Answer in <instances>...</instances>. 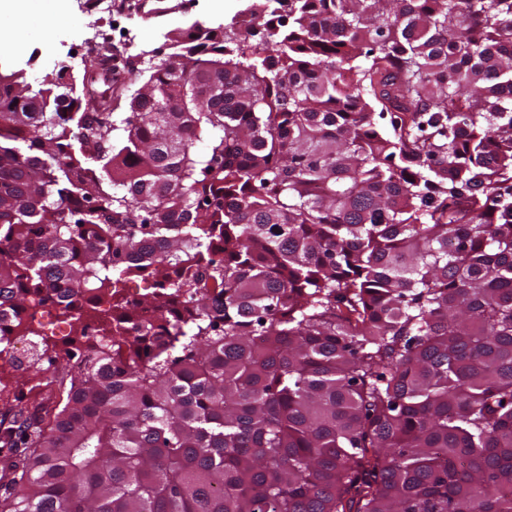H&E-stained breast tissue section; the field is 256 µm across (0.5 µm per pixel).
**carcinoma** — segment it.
Here are the masks:
<instances>
[{"mask_svg":"<svg viewBox=\"0 0 512 512\" xmlns=\"http://www.w3.org/2000/svg\"><path fill=\"white\" fill-rule=\"evenodd\" d=\"M132 77L0 73V340L107 348L0 512H512V0H251Z\"/></svg>","mask_w":512,"mask_h":512,"instance_id":"1","label":"carcinoma"}]
</instances>
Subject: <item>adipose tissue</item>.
<instances>
[{"mask_svg": "<svg viewBox=\"0 0 512 512\" xmlns=\"http://www.w3.org/2000/svg\"><path fill=\"white\" fill-rule=\"evenodd\" d=\"M65 10V0H0V47L24 50L32 29Z\"/></svg>", "mask_w": 512, "mask_h": 512, "instance_id": "ef3b65f1", "label": "adipose tissue"}]
</instances>
